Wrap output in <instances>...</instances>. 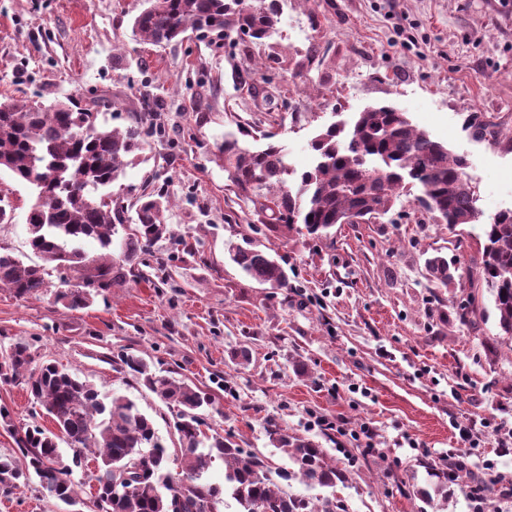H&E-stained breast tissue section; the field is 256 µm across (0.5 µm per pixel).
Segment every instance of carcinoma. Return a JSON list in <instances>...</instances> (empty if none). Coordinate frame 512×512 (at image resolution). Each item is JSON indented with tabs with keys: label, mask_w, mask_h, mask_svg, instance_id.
<instances>
[{
	"label": "carcinoma",
	"mask_w": 512,
	"mask_h": 512,
	"mask_svg": "<svg viewBox=\"0 0 512 512\" xmlns=\"http://www.w3.org/2000/svg\"><path fill=\"white\" fill-rule=\"evenodd\" d=\"M133 32L154 46L167 45L189 31L201 36L241 33L252 41L265 38L279 20L278 0H143ZM144 111L129 115L124 128L104 130L99 113L75 104L32 105L26 100L0 104V170L31 189L34 198L26 215L28 244L39 262L24 263L0 246V288L15 297L43 295L75 310L89 306L123 267L141 263L155 240L167 231L164 212L170 206L163 187L143 185L133 203L118 208L102 201L119 177L124 158L143 150L158 120L159 100L144 99ZM472 134L497 138L496 123L474 119ZM275 134L264 135L259 149L226 137L216 145L229 187L250 204L258 222L272 232L292 231L323 236L350 213L369 219L386 214L414 186L418 206L455 228L475 224L482 216L478 191L467 178L466 157L418 129L405 113L382 104L356 114L349 125H328L311 141L314 165L291 179ZM483 250L477 284L493 297L501 332L512 337V209L496 213L482 225ZM120 241L122 265H112V245ZM87 240L103 253L90 256ZM232 260L259 283L288 287L284 268L260 250L235 247ZM428 279L448 287V260H425ZM63 273L52 286L48 272ZM112 367L143 382L177 408L174 428L179 437L181 471L172 472L170 455L153 421L125 396H100L91 383L56 363L34 365L27 344L17 342L0 361V383L22 385L45 410L54 429L28 426L16 438L26 466L0 456V489L8 493L39 479L47 496L79 512L82 483L72 479L88 456L97 466L88 478L96 489L94 503L105 512H223L229 502L236 512H336V498L315 504L279 488L297 474L309 484L336 488L343 471L328 464L318 443L288 434L270 421V443L291 464L276 471L268 460L247 454L230 434H206L201 410L212 404L209 393L152 369L142 357L121 351L108 357ZM72 451L65 460L60 444ZM224 464V487L205 474L214 461Z\"/></svg>",
	"instance_id": "carcinoma-1"
}]
</instances>
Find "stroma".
Instances as JSON below:
<instances>
[{"instance_id":"35a3bbf8","label":"stroma","mask_w":512,"mask_h":512,"mask_svg":"<svg viewBox=\"0 0 512 512\" xmlns=\"http://www.w3.org/2000/svg\"><path fill=\"white\" fill-rule=\"evenodd\" d=\"M141 0H0V103L73 101L127 125L141 91L161 98L165 136L147 138L111 190L165 187L169 232L126 277L86 308L68 310L0 290V353L27 343L36 361L64 365L101 395H122L152 417L176 453V410L104 355L128 350L208 392L207 424L245 451L283 460L265 433L274 421L325 449L344 470L342 512H421L428 467L458 456L470 471L512 429V340L493 311L459 317L480 261L481 227L448 229L401 197L368 224H340L326 238L253 233L248 205L228 190L215 144L241 125L272 131L296 173L324 125L391 103L466 156L484 217L512 209V0H283L261 43L187 33L155 47L136 41ZM325 52L309 68L306 51ZM494 117L498 142L475 139L473 117ZM15 204L0 244L25 263L30 191L0 173ZM200 238L202 255L179 240ZM252 241L287 271L288 288L247 277L229 248ZM447 258L437 287L424 261ZM251 350L248 364L233 354ZM15 425L51 427L20 386L0 384ZM471 426L476 446L461 443ZM371 437H364L363 428ZM495 457V456H494ZM38 480L4 493L0 512H65Z\"/></svg>"}]
</instances>
